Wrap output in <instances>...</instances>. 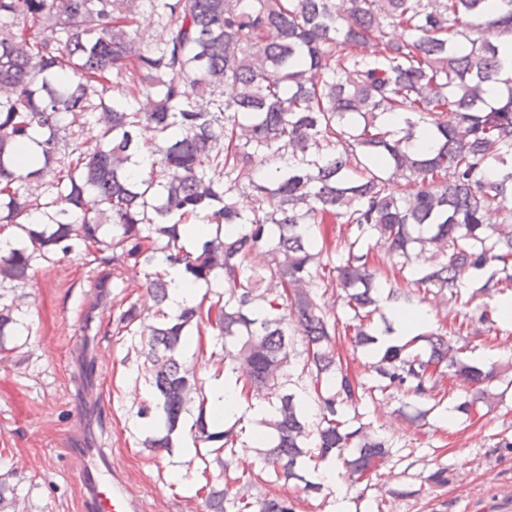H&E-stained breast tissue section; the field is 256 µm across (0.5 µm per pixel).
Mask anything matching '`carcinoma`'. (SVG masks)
I'll return each instance as SVG.
<instances>
[{"label": "carcinoma", "instance_id": "1", "mask_svg": "<svg viewBox=\"0 0 512 512\" xmlns=\"http://www.w3.org/2000/svg\"><path fill=\"white\" fill-rule=\"evenodd\" d=\"M146 23L159 41L140 36ZM511 34L512 0H0V224L18 229L0 247V338L19 325L2 289L41 266L82 254L96 287L141 274L156 321L143 325L123 298L116 323L140 337L155 399L138 417L164 430L143 445L172 451L195 407L190 433L215 457L198 453L186 471L197 460L219 469L199 488L206 512L294 506L235 475L243 417L223 424L208 411L186 363L203 327L225 375L269 401L263 468L307 493L322 490L311 464L325 461L378 485L392 444L362 410L408 399L424 405L410 421H423L442 410L447 378L464 393L461 415L503 396L481 387L499 380L497 365L465 353L486 325L512 341L499 306L472 305L512 298V60L500 51ZM395 113L398 128L385 121ZM420 129L426 149L414 147ZM142 149L153 156L143 177L132 168ZM198 221L215 228L189 248ZM327 224L344 230L331 238ZM416 244L433 260L419 263ZM161 257L192 284L233 287L169 314ZM391 271L411 288L384 290ZM430 295L467 309L466 330L450 339L423 326L377 344L394 331L374 320L381 303L406 316ZM341 338L366 358L365 377L341 359ZM450 476L438 467L424 482L444 488ZM16 499L0 476V512Z\"/></svg>", "mask_w": 512, "mask_h": 512}]
</instances>
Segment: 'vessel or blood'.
Masks as SVG:
<instances>
[{
  "label": "vessel or blood",
  "instance_id": "1",
  "mask_svg": "<svg viewBox=\"0 0 512 512\" xmlns=\"http://www.w3.org/2000/svg\"><path fill=\"white\" fill-rule=\"evenodd\" d=\"M81 458L80 478L89 490L83 502L86 512H141L139 502L125 494L117 470L106 466L93 449H83Z\"/></svg>",
  "mask_w": 512,
  "mask_h": 512
}]
</instances>
